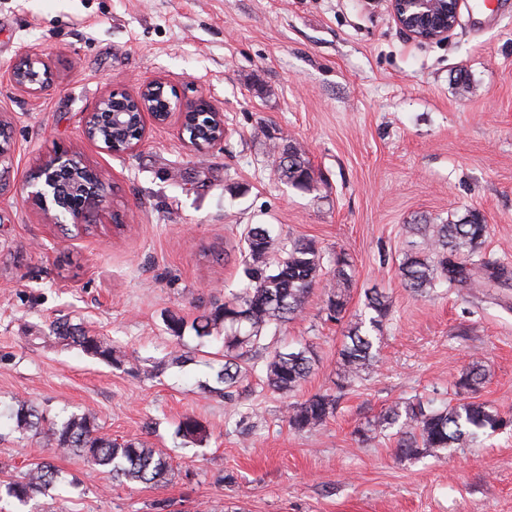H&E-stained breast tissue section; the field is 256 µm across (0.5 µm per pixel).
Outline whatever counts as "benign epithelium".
<instances>
[{"mask_svg": "<svg viewBox=\"0 0 512 512\" xmlns=\"http://www.w3.org/2000/svg\"><path fill=\"white\" fill-rule=\"evenodd\" d=\"M463 0H387L388 8L397 25L409 36L424 42L443 40L454 30L459 20ZM10 80L21 92L37 96L51 89V70L47 61L39 54L22 51L10 69ZM164 83L148 80L141 84L139 92L123 98L121 93L112 92L99 98L92 108L82 115V130L85 139L100 150L112 155L129 154L145 141L147 131L134 143L119 146L113 134L121 127L124 111L115 109L120 103L137 114V120L143 127L148 124L165 126L175 120L179 124V134L184 144L191 150L202 154L208 146L224 142L220 136L209 144L194 142L185 138L187 117L201 109L211 113L219 129H224V112L217 109L203 95L192 98H176L165 112L151 109L149 99ZM45 178L36 183L26 181L27 202L36 207L53 224H94L105 214L107 195L93 193L84 180L88 173L94 174L100 181L109 180L108 174L91 164L77 151L55 153L43 163Z\"/></svg>", "mask_w": 512, "mask_h": 512, "instance_id": "7a95c632", "label": "benign epithelium"}]
</instances>
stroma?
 I'll return each instance as SVG.
<instances>
[{"instance_id":"stroma-1","label":"stroma","mask_w":512,"mask_h":512,"mask_svg":"<svg viewBox=\"0 0 512 512\" xmlns=\"http://www.w3.org/2000/svg\"><path fill=\"white\" fill-rule=\"evenodd\" d=\"M33 49L53 88L32 97L8 73ZM159 79L180 97L207 95L224 111V141L188 150L177 124L149 126L133 153L84 139L82 114L111 91ZM0 114L14 136L11 190L0 195V414L24 399L49 416L92 409L104 434L139 436L172 459L158 485H122L40 436L0 425V480L52 458L66 482L0 512H512V427L440 456L398 458L396 428L357 430L388 407L480 402L512 418V287L490 294L441 284L419 296L399 265L421 240L404 225L489 224L479 254L512 268V0L493 16L465 0L442 42L422 43L385 0H0ZM303 147L317 183L297 190L274 170L262 128ZM73 149L110 176V216L63 232L27 203L26 177ZM119 215L126 229L116 233ZM312 241L323 270L302 312L269 338L309 342L314 370L296 392L263 382L264 356L232 398L218 390L220 342L182 366L163 315L193 320L238 288L243 231ZM347 254L343 322L326 318L333 260ZM376 288L390 312L381 362L337 388L350 322L367 318ZM65 317L133 353L139 374L55 339L31 338ZM479 363L477 391L455 387ZM336 398L323 426L297 433L291 405ZM203 442L176 435L182 416Z\"/></svg>"}]
</instances>
